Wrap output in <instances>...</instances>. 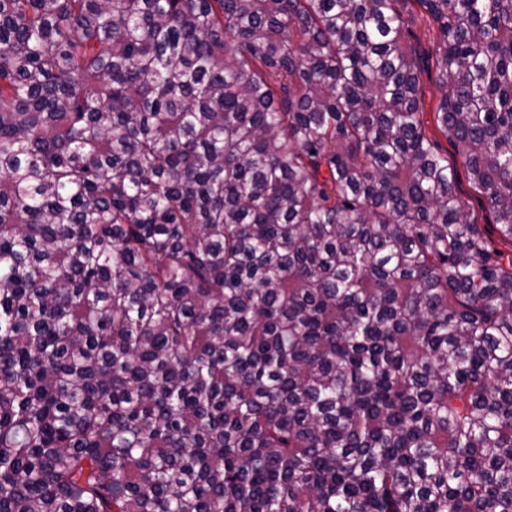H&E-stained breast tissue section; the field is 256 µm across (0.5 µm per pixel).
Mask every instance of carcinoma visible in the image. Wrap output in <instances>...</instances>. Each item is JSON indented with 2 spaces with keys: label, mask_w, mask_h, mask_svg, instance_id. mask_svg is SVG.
I'll return each instance as SVG.
<instances>
[{
  "label": "carcinoma",
  "mask_w": 512,
  "mask_h": 512,
  "mask_svg": "<svg viewBox=\"0 0 512 512\" xmlns=\"http://www.w3.org/2000/svg\"><path fill=\"white\" fill-rule=\"evenodd\" d=\"M431 59L512 242V0H0V512H512ZM430 70H431V78L427 73L422 75V85L424 91V97L421 101V109L424 112V120L427 121V129L430 137L434 136V127L432 125L433 121V109L437 103L438 98L440 97V92L434 83L435 71L434 64L430 62Z\"/></svg>",
  "instance_id": "cac0c4a2"
}]
</instances>
